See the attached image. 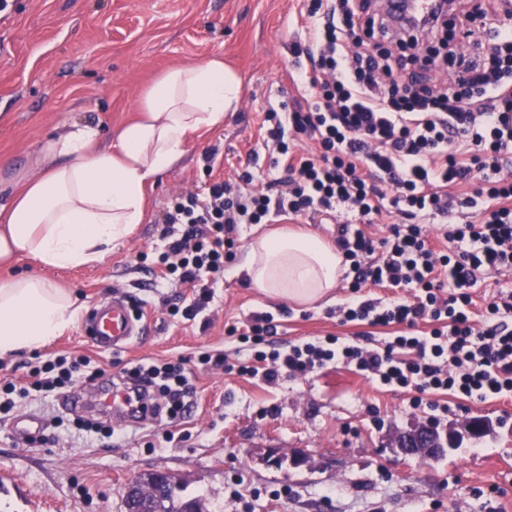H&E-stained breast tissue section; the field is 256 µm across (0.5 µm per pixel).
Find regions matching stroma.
Wrapping results in <instances>:
<instances>
[{
  "instance_id": "stroma-1",
  "label": "stroma",
  "mask_w": 512,
  "mask_h": 512,
  "mask_svg": "<svg viewBox=\"0 0 512 512\" xmlns=\"http://www.w3.org/2000/svg\"><path fill=\"white\" fill-rule=\"evenodd\" d=\"M303 0H13L0 16V183L31 173L41 142L68 123L97 125L103 141L134 118L142 93L173 66L223 58L239 72L243 94L224 125L192 145L183 160L148 190V209L126 242L99 264L40 270L31 258L0 267V279L43 272L68 289L82 312L117 295L138 303L144 334L112 353L96 349L76 322L39 350L0 360V377L21 378L34 358L73 353L119 375L122 370L204 350L236 362L231 326L268 313L276 343L328 335L376 340L394 326L340 323L332 294L311 306L273 302L236 272L265 224L238 228L236 258L224 266L201 321L174 315L184 288L154 285L153 267L165 243L157 214L175 196L201 192L214 179L234 180L253 153L264 150L263 114L293 106L299 96L291 44L305 23ZM215 151L207 164V151ZM190 416L170 426L149 422L112 438L52 427L57 398L31 393L17 411H0V512H126V484L166 471L206 512H512V397L494 401L439 396L448 413L412 409L409 395L378 387L355 371L330 364L304 377L276 382L197 370ZM44 423V444L16 438L17 415ZM482 416L489 426L463 438L438 461L402 457L394 436L411 426H459ZM171 432L173 442L162 440Z\"/></svg>"
}]
</instances>
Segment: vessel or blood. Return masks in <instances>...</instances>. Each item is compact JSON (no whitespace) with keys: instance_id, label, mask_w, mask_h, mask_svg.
I'll return each instance as SVG.
<instances>
[{"instance_id":"obj_1","label":"vessel or blood","mask_w":512,"mask_h":512,"mask_svg":"<svg viewBox=\"0 0 512 512\" xmlns=\"http://www.w3.org/2000/svg\"><path fill=\"white\" fill-rule=\"evenodd\" d=\"M144 326L137 318L125 298L116 296L96 302L90 309L84 332L99 350L109 352L126 347L141 336ZM97 411L104 417H116L124 423L142 421L141 413L135 412L129 402L126 388L109 385L100 389Z\"/></svg>"}]
</instances>
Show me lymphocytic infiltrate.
I'll list each match as a JSON object with an SVG mask.
<instances>
[{"instance_id":"f902f5d3","label":"lymphocytic infiltrate","mask_w":512,"mask_h":512,"mask_svg":"<svg viewBox=\"0 0 512 512\" xmlns=\"http://www.w3.org/2000/svg\"><path fill=\"white\" fill-rule=\"evenodd\" d=\"M306 17V43L293 47L309 62L304 95L291 111L265 112L267 167L176 197L158 217L160 263L192 292L183 318L195 319L223 285L237 225L303 214L332 224L341 209L361 222L389 205L405 221L387 237L376 242L361 226L345 227L336 244L351 292L371 284L408 288L414 298L354 300L338 312L373 326L403 324L407 333L372 346L329 336L279 348L272 316L257 314L238 335L239 374L272 383L341 362L379 386L412 392V408L431 411L439 405L424 403L429 391L481 401L511 394L512 295L489 303L479 320L471 306L481 270L512 272V31L478 5L416 29L393 27L370 0H309ZM478 18L489 23L488 39L468 55L457 40L471 36ZM456 210L463 218L449 225L446 247L433 246L423 218ZM424 321L431 331H418ZM104 376L88 357H60L33 366L28 386L0 387L23 399ZM122 383L173 422L192 406L183 359L137 366Z\"/></svg>"}]
</instances>
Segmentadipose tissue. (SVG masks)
Returning a JSON list of instances; mask_svg holds the SVG:
<instances>
[{"label": "adipose tissue", "mask_w": 512, "mask_h": 512, "mask_svg": "<svg viewBox=\"0 0 512 512\" xmlns=\"http://www.w3.org/2000/svg\"><path fill=\"white\" fill-rule=\"evenodd\" d=\"M241 94L238 73L213 57L167 70L114 144L103 143L97 126L65 125L44 140L34 174L0 206V265L21 256L52 268L102 261L143 222L147 188L223 126ZM341 262L310 232L275 230L250 243L238 270L267 299L310 305L335 288ZM78 313L72 296L41 276L1 279L0 358L46 345Z\"/></svg>", "instance_id": "obj_1"}]
</instances>
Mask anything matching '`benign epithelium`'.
<instances>
[{
  "label": "benign epithelium",
  "mask_w": 512,
  "mask_h": 512,
  "mask_svg": "<svg viewBox=\"0 0 512 512\" xmlns=\"http://www.w3.org/2000/svg\"><path fill=\"white\" fill-rule=\"evenodd\" d=\"M488 426V420L483 417L470 419L459 431L450 427L441 432L430 425H415L396 437L395 448L403 455L437 460L455 446L458 435L478 438L485 433Z\"/></svg>",
  "instance_id": "benign-epithelium-1"
}]
</instances>
